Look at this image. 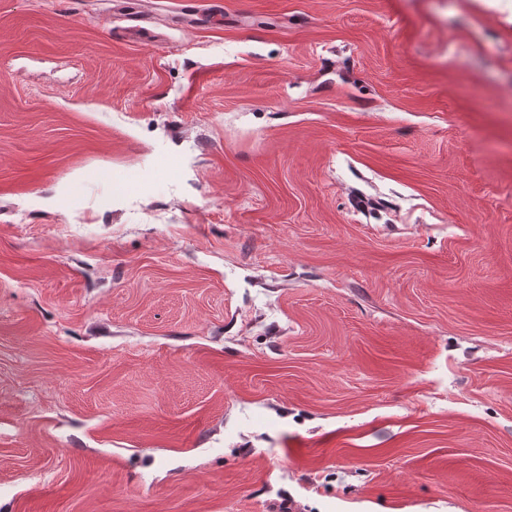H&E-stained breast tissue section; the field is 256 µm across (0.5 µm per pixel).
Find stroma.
<instances>
[{
    "label": "stroma",
    "instance_id": "1",
    "mask_svg": "<svg viewBox=\"0 0 512 512\" xmlns=\"http://www.w3.org/2000/svg\"><path fill=\"white\" fill-rule=\"evenodd\" d=\"M512 512V0H0V512Z\"/></svg>",
    "mask_w": 512,
    "mask_h": 512
}]
</instances>
